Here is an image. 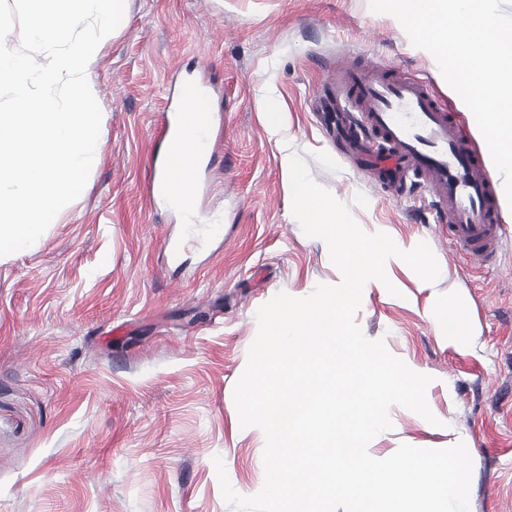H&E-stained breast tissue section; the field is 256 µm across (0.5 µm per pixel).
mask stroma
<instances>
[{
  "instance_id": "obj_1",
  "label": "stroma",
  "mask_w": 512,
  "mask_h": 512,
  "mask_svg": "<svg viewBox=\"0 0 512 512\" xmlns=\"http://www.w3.org/2000/svg\"><path fill=\"white\" fill-rule=\"evenodd\" d=\"M336 59L405 67L472 121L432 54L368 0H130L126 28L91 67L105 132L85 191L38 242L0 259V512H232L217 456L238 493L261 489L264 435L241 427L233 399L255 313L278 292L304 297L341 279L292 214L285 149L365 232L427 242L445 272L429 284L388 262L398 295L369 288L356 313L367 338L431 376L441 421L392 407L373 455L462 440L470 512H512V209L486 265L456 249L419 192L389 199L321 129L316 91ZM269 77L284 149L261 110ZM202 79L214 133L198 208L223 229L175 263L163 240L181 218L153 207L148 177L169 102ZM452 303L474 324L461 349L446 335Z\"/></svg>"
}]
</instances>
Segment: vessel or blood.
I'll use <instances>...</instances> for the list:
<instances>
[{"label": "vessel or blood", "instance_id": "1", "mask_svg": "<svg viewBox=\"0 0 512 512\" xmlns=\"http://www.w3.org/2000/svg\"><path fill=\"white\" fill-rule=\"evenodd\" d=\"M335 110L342 123L359 131L352 162L384 189L421 185L430 206L444 219L448 237L462 252L491 261L504 239L499 220L500 180L473 146L465 125L430 86L403 69L383 62L361 68L337 65ZM213 118L202 112L181 139L190 141L195 164L178 150L164 161L166 173L155 201L200 190V162L211 149Z\"/></svg>", "mask_w": 512, "mask_h": 512}]
</instances>
